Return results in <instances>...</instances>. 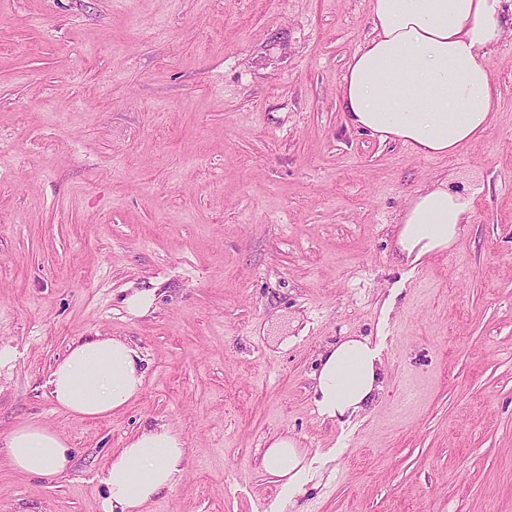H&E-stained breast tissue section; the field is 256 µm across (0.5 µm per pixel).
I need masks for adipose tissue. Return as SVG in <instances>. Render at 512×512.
Returning a JSON list of instances; mask_svg holds the SVG:
<instances>
[{
    "instance_id": "adipose-tissue-1",
    "label": "adipose tissue",
    "mask_w": 512,
    "mask_h": 512,
    "mask_svg": "<svg viewBox=\"0 0 512 512\" xmlns=\"http://www.w3.org/2000/svg\"><path fill=\"white\" fill-rule=\"evenodd\" d=\"M503 0H370L373 34L353 54L340 84L348 124L380 140H396L426 156H449L485 134L495 89L488 65L507 30ZM470 202L439 183L415 193L397 227L405 263L446 252L469 221ZM142 357L127 340L94 336L78 341L51 374L50 394L63 410L85 418L113 414L142 388ZM383 389L378 352L365 336L325 346L315 373L319 413L343 423L363 413ZM10 467L46 477L69 464V448L38 423L11 430L4 442ZM187 450L177 432L158 424L128 438L104 477V512H145L186 470ZM265 471L299 492L306 457L282 435L263 453Z\"/></svg>"
}]
</instances>
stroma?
Wrapping results in <instances>:
<instances>
[{
    "mask_svg": "<svg viewBox=\"0 0 512 512\" xmlns=\"http://www.w3.org/2000/svg\"><path fill=\"white\" fill-rule=\"evenodd\" d=\"M371 34L369 0H0V442L37 422L70 447L47 478L0 450V512H103L109 456L155 423L188 465L147 512H512V36L489 130L434 158L347 124ZM434 181L470 222L411 266L395 227ZM97 335L144 385L86 419L48 380ZM346 336L385 380L337 424L313 373ZM281 435L294 495L262 466ZM263 466L288 493L299 492L306 482V457L296 440L288 435L270 441L263 453Z\"/></svg>",
    "mask_w": 512,
    "mask_h": 512,
    "instance_id": "35a3bbf8",
    "label": "stroma"
}]
</instances>
